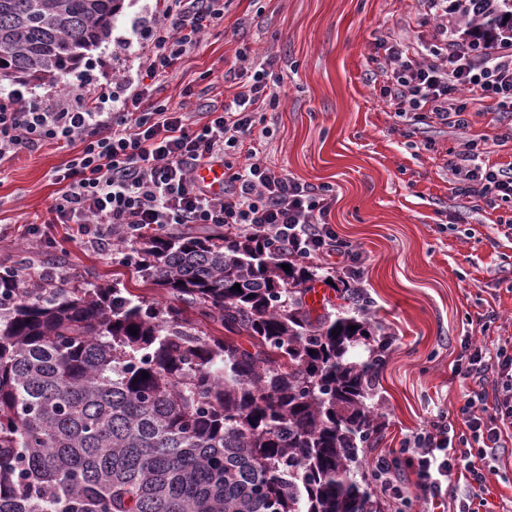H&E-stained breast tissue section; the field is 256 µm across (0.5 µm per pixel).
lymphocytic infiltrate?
Wrapping results in <instances>:
<instances>
[{"instance_id":"obj_1","label":"lymphocytic infiltrate","mask_w":512,"mask_h":512,"mask_svg":"<svg viewBox=\"0 0 512 512\" xmlns=\"http://www.w3.org/2000/svg\"><path fill=\"white\" fill-rule=\"evenodd\" d=\"M434 26L430 41L398 37L375 43L387 78L381 94L417 122L467 134L463 150L447 159L460 195L495 207L512 201V167L478 164L470 138L468 108L512 112V38L483 44L462 35L448 0H421ZM225 0H167L153 22L147 66L125 89L99 85L81 93L62 87L45 99L14 89L0 95V161L32 153L48 143H81L82 149L57 174L61 189L50 211L70 225L74 237L105 248L113 233L126 239L172 224H221L271 242L280 256L309 262L333 257L361 261L339 238L327 216L336 198L330 185L314 186L275 170L252 147L256 116L272 101L265 70L240 55L230 69L241 86L232 100L208 106L204 122H191L183 106L157 98L154 85L199 47L203 36L224 22ZM246 153L245 164L228 166L224 187L212 191L196 171L223 164L228 149ZM502 384L492 406L483 403L488 373ZM454 375L467 388L457 415L466 426L455 434L446 416L426 421L401 445L423 499L442 495V482L463 471L473 495L492 472L489 460L503 429L512 427V355L462 340Z\"/></svg>"}]
</instances>
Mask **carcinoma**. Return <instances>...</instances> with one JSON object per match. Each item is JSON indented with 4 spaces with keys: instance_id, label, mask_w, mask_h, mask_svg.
<instances>
[{
    "instance_id": "obj_1",
    "label": "carcinoma",
    "mask_w": 512,
    "mask_h": 512,
    "mask_svg": "<svg viewBox=\"0 0 512 512\" xmlns=\"http://www.w3.org/2000/svg\"><path fill=\"white\" fill-rule=\"evenodd\" d=\"M123 4L0 0V71L59 80ZM478 33L511 36L512 0ZM126 260L170 300L0 265V512H379L357 474L388 343L358 289L316 314L310 266L238 232L140 236Z\"/></svg>"
}]
</instances>
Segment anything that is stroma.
<instances>
[{
	"label": "stroma",
	"instance_id": "1",
	"mask_svg": "<svg viewBox=\"0 0 512 512\" xmlns=\"http://www.w3.org/2000/svg\"><path fill=\"white\" fill-rule=\"evenodd\" d=\"M163 0H124L109 39L86 52L76 72L121 82L148 53L147 38L121 43L138 21L161 15ZM419 0H231L224 25L204 36L160 81L159 98L205 111L236 91L224 73L239 53L269 62L275 106L257 116L255 135L264 160L290 177L336 191L328 222L365 257L355 284L385 328L388 351L373 402L382 439L361 452L365 465L398 454L403 439L438 412H456L464 385L452 373L464 337L496 351L512 336V235L498 213L477 209L454 191L446 166L460 134L416 124L386 105L383 63L375 40L429 39ZM28 83L32 97L70 85ZM479 135V160L512 163V141L479 105L469 107ZM80 144L42 149L0 162V264L41 267L48 254L65 257L74 285L118 280L134 294L163 302L167 294L101 251L50 223L58 170ZM38 235H31V225ZM491 475L486 512H512V428L503 431Z\"/></svg>",
	"mask_w": 512,
	"mask_h": 512
}]
</instances>
